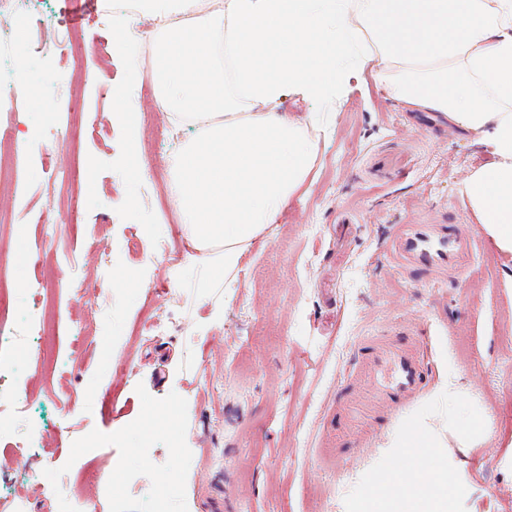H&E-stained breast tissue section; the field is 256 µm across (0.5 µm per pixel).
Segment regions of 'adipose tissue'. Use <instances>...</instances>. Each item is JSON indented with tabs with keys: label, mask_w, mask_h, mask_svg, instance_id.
Here are the masks:
<instances>
[{
	"label": "adipose tissue",
	"mask_w": 512,
	"mask_h": 512,
	"mask_svg": "<svg viewBox=\"0 0 512 512\" xmlns=\"http://www.w3.org/2000/svg\"><path fill=\"white\" fill-rule=\"evenodd\" d=\"M141 0L159 20L149 75L162 111L198 135L173 155L169 190L196 248L233 271L306 182L318 154L288 94L334 105L370 67L404 107L492 145L463 191L512 257V0Z\"/></svg>",
	"instance_id": "obj_1"
}]
</instances>
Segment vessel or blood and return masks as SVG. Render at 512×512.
I'll return each instance as SVG.
<instances>
[{
	"label": "vessel or blood",
	"mask_w": 512,
	"mask_h": 512,
	"mask_svg": "<svg viewBox=\"0 0 512 512\" xmlns=\"http://www.w3.org/2000/svg\"><path fill=\"white\" fill-rule=\"evenodd\" d=\"M473 233L465 224H400L390 243L389 263L408 282H439L456 274L471 257ZM349 385L363 390L362 404L343 406L339 415L345 429L359 427L364 410L390 417L400 415L426 387L424 351L411 332L370 336L358 349Z\"/></svg>",
	"instance_id": "obj_1"
}]
</instances>
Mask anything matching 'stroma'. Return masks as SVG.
Masks as SVG:
<instances>
[{
    "mask_svg": "<svg viewBox=\"0 0 512 512\" xmlns=\"http://www.w3.org/2000/svg\"><path fill=\"white\" fill-rule=\"evenodd\" d=\"M115 26L104 0H36L11 49L28 92L0 108V136L27 141L17 183L0 192V278L19 311L5 329H23L36 295L57 325L52 368L14 375L9 397L27 412L0 414V461H12L29 512H70L80 498L96 512H150L157 499L167 512H345L400 421L366 418L351 438L336 408L362 338L400 322L419 335L430 389L458 379L493 418L483 446L448 454L466 512H512V260L462 191L492 146L405 109L367 69L332 107L285 96L281 111L327 121L316 165L228 288L192 262L169 192L171 156L195 127L175 133L166 113L139 112L133 145L112 115L110 92L129 79ZM76 32L88 41L80 61L39 47ZM133 146L146 176L128 163ZM452 220L476 241L461 280L394 273L395 225ZM173 250L184 254L175 266ZM153 320L161 331H148ZM160 406L177 417L155 420ZM350 443L354 454L326 457ZM94 471L111 487L89 490Z\"/></svg>",
    "mask_w": 512,
    "mask_h": 512,
    "instance_id": "stroma-1",
    "label": "stroma"
}]
</instances>
